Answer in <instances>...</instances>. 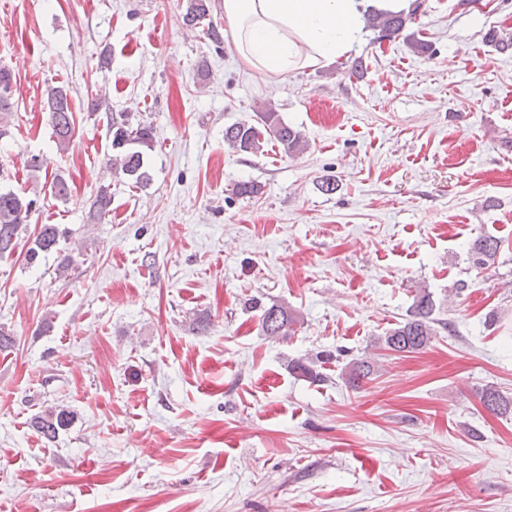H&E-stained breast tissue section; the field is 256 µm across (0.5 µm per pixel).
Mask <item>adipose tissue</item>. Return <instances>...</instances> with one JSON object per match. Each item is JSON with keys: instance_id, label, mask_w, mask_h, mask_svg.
Wrapping results in <instances>:
<instances>
[{"instance_id": "1", "label": "adipose tissue", "mask_w": 512, "mask_h": 512, "mask_svg": "<svg viewBox=\"0 0 512 512\" xmlns=\"http://www.w3.org/2000/svg\"><path fill=\"white\" fill-rule=\"evenodd\" d=\"M413 0H223L224 22L243 60L281 75L335 60L364 33L365 12H409Z\"/></svg>"}]
</instances>
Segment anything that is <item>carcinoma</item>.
<instances>
[{"label":"carcinoma","mask_w":512,"mask_h":512,"mask_svg":"<svg viewBox=\"0 0 512 512\" xmlns=\"http://www.w3.org/2000/svg\"><path fill=\"white\" fill-rule=\"evenodd\" d=\"M210 16L209 0H187L183 21L188 26L202 28L203 34L219 46L224 37L218 27L208 20ZM369 26L379 30L382 36L392 37L400 34L406 27L407 18L398 14L373 15L368 19ZM12 76L8 69L0 67V137L8 133V116L12 113L9 93ZM49 107V124L56 144L63 149L69 144L75 132V118L68 93L60 86L46 88ZM258 125L234 124L224 129V142L241 153L257 154L263 151L264 136L272 137L288 154L303 149L301 133L284 123L271 107L257 111ZM112 155L109 168L114 174H122L131 185L140 187L146 184L150 175L147 159L156 147V135L153 127L138 123L133 124L129 113L113 115L107 125ZM51 195L66 201L71 195L68 182L55 176L49 184ZM35 205L23 192L0 190V257L10 255L17 245L20 232L25 229L27 219ZM112 205L111 185L101 184L95 194L88 221L95 224L102 220ZM66 229L58 224H42L38 231L29 236L28 249L25 254L26 264L34 263L39 257L58 251L60 239ZM502 241L494 236H482L475 239L469 248L472 264L477 268H487L495 263L501 249ZM261 311L260 327L264 336L277 339L290 335L292 326L298 322V315L288 307L272 303L261 305L254 303ZM436 304L433 295L426 289H418L411 304L407 318L388 329L381 337L384 349L396 353H411L427 348L439 330L448 328V323L435 317ZM331 358L332 354L305 358L292 363L291 369L296 374L314 380H322L317 364L321 358ZM374 363L368 357L353 358L345 367L342 377L345 384L354 388L370 379L374 374ZM483 406L490 412L507 416L512 415V397L487 387L480 396ZM72 421L71 412L64 408L50 406L32 419V427L46 441L53 442L59 433L68 429Z\"/></svg>","instance_id":"cac0c4a2"}]
</instances>
